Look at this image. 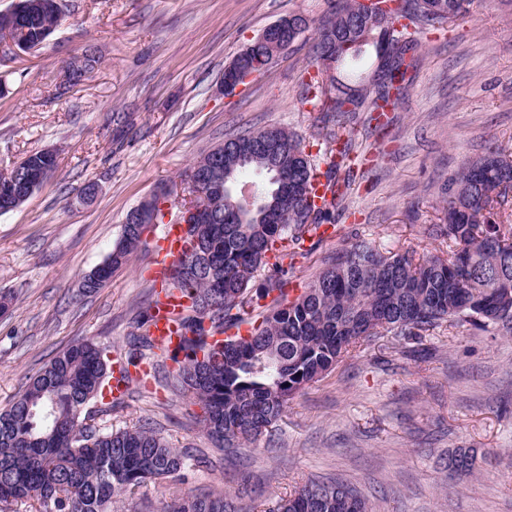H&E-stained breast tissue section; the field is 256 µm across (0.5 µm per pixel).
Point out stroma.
Wrapping results in <instances>:
<instances>
[{
    "label": "stroma",
    "instance_id": "stroma-1",
    "mask_svg": "<svg viewBox=\"0 0 512 512\" xmlns=\"http://www.w3.org/2000/svg\"><path fill=\"white\" fill-rule=\"evenodd\" d=\"M327 0H63L61 21L37 51L0 43V171L41 149L58 166L16 210L0 215V410L57 352L91 339L123 355L155 287L142 244L96 294L83 275L102 265L125 216L225 136L277 126L310 139L301 104L311 34L258 79L225 95L224 68L267 26L291 14L320 18ZM94 47L99 62L76 86L66 65ZM378 141L358 120V152L375 161L346 201L340 236L296 258L302 288L357 237L380 251L443 255L426 230L441 216L439 186L493 142L512 152V0H472L464 17L422 39L406 95ZM95 184L92 202L82 200ZM201 409L160 369L132 383L122 404L97 415L108 432L146 425L193 459L184 482L150 481L118 495L114 512H162L166 502L224 490L248 512H268L313 479L339 478L372 512H512V336L470 325L440 327L413 344L392 335L308 385L276 425L235 452L218 450ZM481 466L448 469L457 449ZM248 483H241V473Z\"/></svg>",
    "mask_w": 512,
    "mask_h": 512
}]
</instances>
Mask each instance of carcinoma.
I'll return each instance as SVG.
<instances>
[{"label":"carcinoma","mask_w":512,"mask_h":512,"mask_svg":"<svg viewBox=\"0 0 512 512\" xmlns=\"http://www.w3.org/2000/svg\"><path fill=\"white\" fill-rule=\"evenodd\" d=\"M18 29L21 51L41 46L61 18L60 0H27ZM467 0H401L382 20L366 0H332L317 24L303 18L299 34L315 29L312 72L302 82L301 102L320 114L315 158L297 134L271 126L227 137L197 161L218 170L200 184L215 202L212 221L193 224L188 249L171 286L188 293L179 315L181 339L172 350L150 334L151 307L136 320L120 364L129 383L144 352L160 349L174 364L180 388L203 411V428L221 450L241 447L269 431L288 401L324 377L365 340L391 333L411 341L444 324L491 327L512 336V223L494 216L512 190V155L491 146L441 188L443 223L431 234L450 242L447 256L415 257L380 252L357 240L290 300L284 287L304 242L323 226L337 227L338 212L355 183L350 170L357 114L376 112L408 91L421 47L419 35L462 15ZM375 55L369 54V47ZM258 78L274 60L266 47L240 51ZM97 58L72 64L74 86ZM331 199L315 202L320 164ZM261 171L262 182L243 177ZM222 184L218 192L216 184ZM147 224L124 223L104 265L83 277L93 294L126 265L143 242ZM259 287H253L257 276ZM242 323L246 334L226 335ZM110 349L78 341L29 377L0 411V512L33 501L36 512H112L114 497L159 478H184L189 452L172 448L154 428L108 433L90 423L91 402L110 412L113 396ZM162 512H239L222 493L175 498ZM271 512H370L366 500L336 480H312Z\"/></svg>","instance_id":"cac0c4a2"}]
</instances>
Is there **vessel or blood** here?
<instances>
[{
    "instance_id": "b4317fda",
    "label": "vessel or blood",
    "mask_w": 512,
    "mask_h": 512,
    "mask_svg": "<svg viewBox=\"0 0 512 512\" xmlns=\"http://www.w3.org/2000/svg\"><path fill=\"white\" fill-rule=\"evenodd\" d=\"M156 260L149 271L150 278L158 287L154 304L155 321L152 334L158 344L175 346V318L186 300L177 292L168 291L167 286L173 274L175 263L187 250L183 224L175 218H167L159 235L153 241Z\"/></svg>"
}]
</instances>
